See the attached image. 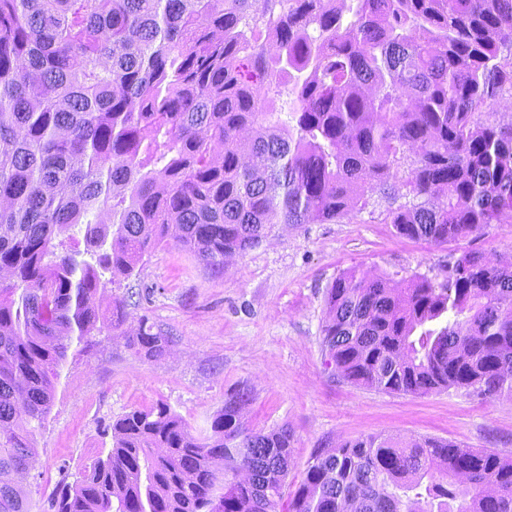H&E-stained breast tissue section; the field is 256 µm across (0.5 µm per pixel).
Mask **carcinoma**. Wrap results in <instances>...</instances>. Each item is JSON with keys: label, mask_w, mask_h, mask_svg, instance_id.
<instances>
[{"label": "carcinoma", "mask_w": 512, "mask_h": 512, "mask_svg": "<svg viewBox=\"0 0 512 512\" xmlns=\"http://www.w3.org/2000/svg\"><path fill=\"white\" fill-rule=\"evenodd\" d=\"M507 43L512 0H0V512H30L19 476L97 296L160 245L220 274L375 194L412 240L512 222V124L472 121L512 95ZM325 306L339 381L512 395V263L464 250L438 284L344 272ZM126 340L147 359L170 343L145 317ZM251 399L228 393L204 436L165 403L124 414L50 508L512 512V458L436 438L320 449L286 502L292 434L246 428Z\"/></svg>", "instance_id": "1"}]
</instances>
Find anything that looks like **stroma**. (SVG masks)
<instances>
[{
    "label": "stroma",
    "mask_w": 512,
    "mask_h": 512,
    "mask_svg": "<svg viewBox=\"0 0 512 512\" xmlns=\"http://www.w3.org/2000/svg\"><path fill=\"white\" fill-rule=\"evenodd\" d=\"M465 249L511 262L512 223L445 244L400 237L365 213L339 224L281 226L230 258L220 275L179 247L157 249L135 276L100 298L108 313L114 297L131 292L140 294V305L126 308L120 327L97 326L91 348L68 352L51 412L33 438L32 467L21 479L31 512H51L57 485L77 481L83 465L111 448V425L120 416L163 402L204 432L225 394L242 385L253 392L241 417L247 428L285 425L292 432V490L318 449L361 436L447 439L511 457L510 396L487 400L463 389L389 394L339 381L324 365V298L339 274L357 268L439 282ZM143 317L170 335L160 358L146 359L126 344Z\"/></svg>",
    "instance_id": "35a3bbf8"
}]
</instances>
